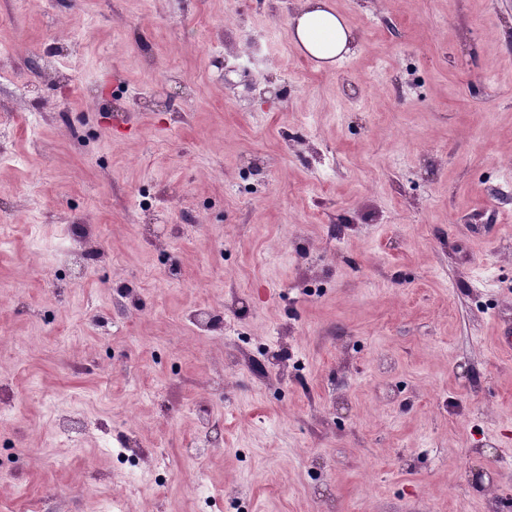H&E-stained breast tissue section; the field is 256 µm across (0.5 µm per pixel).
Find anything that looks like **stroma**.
Masks as SVG:
<instances>
[{
  "mask_svg": "<svg viewBox=\"0 0 512 512\" xmlns=\"http://www.w3.org/2000/svg\"><path fill=\"white\" fill-rule=\"evenodd\" d=\"M296 2L0 0V512L512 503V0H329L327 68ZM249 40L278 99L224 84ZM291 40L303 55L322 65H333L352 52L357 36L327 0H304L288 18Z\"/></svg>",
  "mask_w": 512,
  "mask_h": 512,
  "instance_id": "obj_1",
  "label": "stroma"
}]
</instances>
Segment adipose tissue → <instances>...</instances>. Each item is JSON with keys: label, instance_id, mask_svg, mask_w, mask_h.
I'll return each mask as SVG.
<instances>
[{"label": "adipose tissue", "instance_id": "adipose-tissue-1", "mask_svg": "<svg viewBox=\"0 0 512 512\" xmlns=\"http://www.w3.org/2000/svg\"><path fill=\"white\" fill-rule=\"evenodd\" d=\"M288 27L295 48L323 65L345 58L357 40L328 0H304L303 6L289 17Z\"/></svg>", "mask_w": 512, "mask_h": 512}]
</instances>
